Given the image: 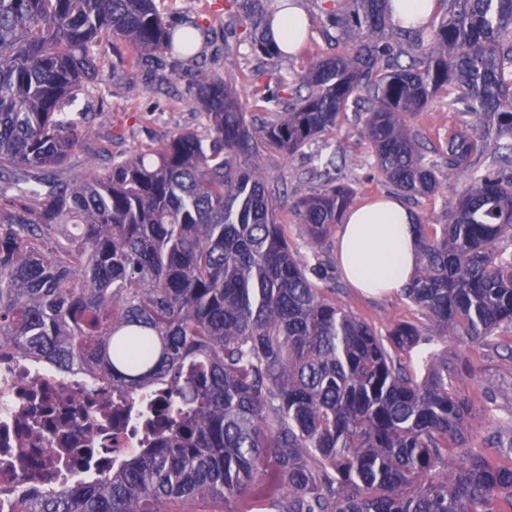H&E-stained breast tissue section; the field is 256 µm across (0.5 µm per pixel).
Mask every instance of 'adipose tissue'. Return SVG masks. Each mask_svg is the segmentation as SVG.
Here are the masks:
<instances>
[{"label":"adipose tissue","instance_id":"obj_1","mask_svg":"<svg viewBox=\"0 0 512 512\" xmlns=\"http://www.w3.org/2000/svg\"><path fill=\"white\" fill-rule=\"evenodd\" d=\"M415 222L394 199L352 207L336 242V264L350 286L370 295L400 291L416 264Z\"/></svg>","mask_w":512,"mask_h":512}]
</instances>
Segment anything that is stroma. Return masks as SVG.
Wrapping results in <instances>:
<instances>
[{
    "label": "stroma",
    "instance_id": "35a3bbf8",
    "mask_svg": "<svg viewBox=\"0 0 512 512\" xmlns=\"http://www.w3.org/2000/svg\"><path fill=\"white\" fill-rule=\"evenodd\" d=\"M300 3L309 19L311 38L294 56L265 64L266 74L302 70L329 50L316 0H300ZM157 5L171 24L208 15L216 30L214 41L219 45L224 40L237 39L241 32L237 14L229 9L227 0H157ZM117 60L115 53L106 55L98 81L71 109L73 117L83 118L93 126L85 148L73 156L72 168L84 171L89 166L103 164L110 157L155 147L178 131L201 133L205 130V119L188 92L186 77L174 72L172 65H165L154 73H140L134 82L128 83L112 76V65ZM411 124L424 132L428 145L434 146L449 132L468 129L471 120L449 111L445 102L438 98L430 103L426 112L412 119ZM361 126L358 113L346 112L327 141H313L302 153L291 157L267 160L265 168L270 176L283 179L290 198L310 194L321 187L320 180L310 174L311 159L329 146L336 151L341 181L357 189L358 200L396 196V189L377 170L360 136ZM467 186V178L456 174L444 180L439 194L408 197L404 203L416 217L441 223ZM336 300L382 332L393 323L412 322L421 333L423 349L447 352L452 361H468L470 372L454 379L452 389L473 401V426L480 431L495 427L504 435L512 436V333H499L493 347L454 336L444 339L436 336L428 318L400 294L370 298L346 287L337 292Z\"/></svg>",
    "mask_w": 512,
    "mask_h": 512
}]
</instances>
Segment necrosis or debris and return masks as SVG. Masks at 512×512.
<instances>
[{
  "mask_svg": "<svg viewBox=\"0 0 512 512\" xmlns=\"http://www.w3.org/2000/svg\"><path fill=\"white\" fill-rule=\"evenodd\" d=\"M146 419L109 380L0 348V512L93 481L143 446Z\"/></svg>",
  "mask_w": 512,
  "mask_h": 512,
  "instance_id": "obj_1",
  "label": "necrosis or debris"
}]
</instances>
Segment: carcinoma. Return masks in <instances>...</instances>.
<instances>
[{"label":"carcinoma","mask_w":512,"mask_h":512,"mask_svg":"<svg viewBox=\"0 0 512 512\" xmlns=\"http://www.w3.org/2000/svg\"><path fill=\"white\" fill-rule=\"evenodd\" d=\"M268 0H234L237 45L280 50ZM323 35L349 47L253 87L198 70L191 90L206 134L173 133L86 173L61 168L91 138L68 108L107 49L131 53L132 80L157 56L200 58L210 26L165 23L156 0H0V345L112 378L119 392L168 382L148 447L102 477L48 493L22 512H170L211 500L224 512H503L512 456L502 432L478 435L473 403L448 390L468 369L445 353L418 377L399 360L418 328L378 332L337 303L335 269L299 259L280 213L321 250L355 189L329 178L295 201L262 162L333 134L364 112L378 171L410 197L457 172L469 186L444 224L415 225L404 299L438 336L490 340L512 328V0H448L424 25L391 0H320ZM489 121L432 154L410 119L436 97ZM494 142H488V135Z\"/></svg>","instance_id":"obj_1"}]
</instances>
